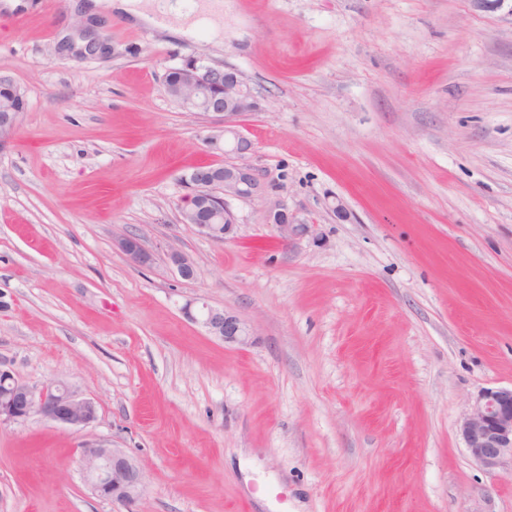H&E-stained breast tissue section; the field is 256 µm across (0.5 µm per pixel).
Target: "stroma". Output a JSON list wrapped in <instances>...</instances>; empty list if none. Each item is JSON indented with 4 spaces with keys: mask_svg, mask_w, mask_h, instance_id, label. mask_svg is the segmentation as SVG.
<instances>
[{
    "mask_svg": "<svg viewBox=\"0 0 512 512\" xmlns=\"http://www.w3.org/2000/svg\"><path fill=\"white\" fill-rule=\"evenodd\" d=\"M22 2L0 10V74L27 97L0 150V363L98 416L0 427V512H512V475L459 433L512 385V14L224 0L220 29L182 37ZM199 55L262 100L250 162L307 235L281 239L259 199H227L226 240L183 223L185 176L225 161L164 87ZM191 301L252 343L207 335ZM94 440L146 472L132 510L84 483ZM116 247L132 262L145 266L151 263V255L143 248L140 238L136 235L126 234L115 240ZM189 317L201 323L206 332L228 344L247 346L251 343L252 329L240 314L203 303L196 315L187 311Z\"/></svg>",
    "mask_w": 512,
    "mask_h": 512,
    "instance_id": "1",
    "label": "stroma"
}]
</instances>
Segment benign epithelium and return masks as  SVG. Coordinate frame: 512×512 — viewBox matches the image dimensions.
<instances>
[{"instance_id":"obj_1","label":"benign epithelium","mask_w":512,"mask_h":512,"mask_svg":"<svg viewBox=\"0 0 512 512\" xmlns=\"http://www.w3.org/2000/svg\"><path fill=\"white\" fill-rule=\"evenodd\" d=\"M471 2L478 11L494 12L507 7L512 13V0ZM175 71L179 78L166 87L169 97L186 112H200L222 122L206 136V141L233 156L230 162L197 168L187 177L192 193L182 208L183 223L192 225L206 237L227 239L234 234L236 224L225 199L257 198L265 201V221L277 227L281 238L288 240L308 233L310 225L296 223V216L289 212L287 204L271 194L269 185L247 161L254 152V144L239 129V117L258 110L259 104L241 73L233 68L209 65L201 58L186 60ZM19 117L20 111L14 107L0 108V150L15 140ZM115 245L138 265L145 266L152 261L136 235H122ZM167 258L179 276L194 278L195 263L187 254L172 248ZM190 318L201 323L209 335L228 344L251 343V326L236 312L204 303ZM97 413L95 399L79 394L63 381L35 387L0 367V427L39 416L61 426L81 428L92 423ZM460 433L476 464L488 470L507 467L512 473V387L483 391L460 423ZM79 457L84 481L99 498L132 503L147 487L146 473L139 463L107 440L84 443Z\"/></svg>"}]
</instances>
